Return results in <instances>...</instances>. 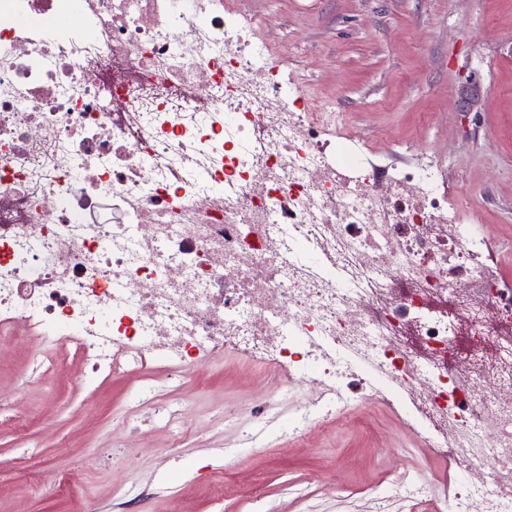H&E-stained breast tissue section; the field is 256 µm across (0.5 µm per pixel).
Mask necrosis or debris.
Returning a JSON list of instances; mask_svg holds the SVG:
<instances>
[{
  "label": "necrosis or debris",
  "mask_w": 512,
  "mask_h": 512,
  "mask_svg": "<svg viewBox=\"0 0 512 512\" xmlns=\"http://www.w3.org/2000/svg\"><path fill=\"white\" fill-rule=\"evenodd\" d=\"M74 19L68 29L55 19ZM224 0H0V331L92 373L237 351L419 413L451 512H512V290L443 166L374 163Z\"/></svg>",
  "instance_id": "necrosis-or-debris-1"
}]
</instances>
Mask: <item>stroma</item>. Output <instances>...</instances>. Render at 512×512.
<instances>
[{
  "label": "stroma",
  "mask_w": 512,
  "mask_h": 512,
  "mask_svg": "<svg viewBox=\"0 0 512 512\" xmlns=\"http://www.w3.org/2000/svg\"><path fill=\"white\" fill-rule=\"evenodd\" d=\"M228 2L266 23L295 84L346 113L380 163L420 150L441 159L449 197L486 226L512 287V0ZM470 78L483 99L466 114L456 99ZM278 382L270 365L231 352L177 379L152 367L97 378L73 347L2 332L0 512H78L74 485L98 512L141 486L154 492L143 512H436L452 492L450 458L399 407L355 403L302 436L298 409L312 394L297 381L258 426L250 409ZM147 383L181 401L180 441L149 418ZM405 470L424 472V494L380 499ZM49 480L53 493L37 494Z\"/></svg>",
  "instance_id": "1"
}]
</instances>
